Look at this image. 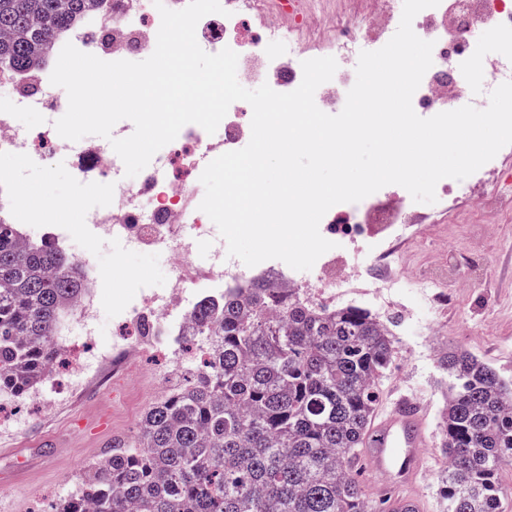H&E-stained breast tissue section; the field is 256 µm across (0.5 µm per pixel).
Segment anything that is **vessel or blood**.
<instances>
[{
  "instance_id": "obj_1",
  "label": "vessel or blood",
  "mask_w": 512,
  "mask_h": 512,
  "mask_svg": "<svg viewBox=\"0 0 512 512\" xmlns=\"http://www.w3.org/2000/svg\"><path fill=\"white\" fill-rule=\"evenodd\" d=\"M430 444L427 416L411 397L402 395L374 418L362 450L373 497L388 512H424L415 484Z\"/></svg>"
}]
</instances>
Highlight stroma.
Instances as JSON below:
<instances>
[{
	"instance_id": "1",
	"label": "stroma",
	"mask_w": 512,
	"mask_h": 512,
	"mask_svg": "<svg viewBox=\"0 0 512 512\" xmlns=\"http://www.w3.org/2000/svg\"><path fill=\"white\" fill-rule=\"evenodd\" d=\"M13 169L22 192L38 205H54L66 219L77 220L86 187L75 183L71 163L52 153L38 162L2 159ZM485 189L461 201L418 204L431 223L401 229L397 224H340L336 227V264L348 279L365 284L354 305L371 308L368 292L373 280L366 255L384 242L400 244L396 269L400 287L387 293L383 320L395 342V360L380 382V409L389 408L401 393L411 396L428 416L434 443L426 463L423 489L426 512H443L440 476L444 470L441 413L448 394V378L440 371L442 353L461 348L489 364L512 383V209H488ZM459 254L471 268L489 272L484 287L461 283L433 289L431 274ZM106 275L98 290L100 316L96 345L109 352L120 309L145 291L162 292L168 276L166 258L122 247L105 248ZM185 364L175 355L144 353L121 368H92L74 380L68 366L56 367L48 385L64 387L68 398L47 410L33 402L22 414L0 409V512H53L67 499L83 470L100 460L114 442L132 434L146 407L168 393ZM106 379L110 398L98 394L97 382ZM109 416L111 427L90 437L82 421Z\"/></svg>"
}]
</instances>
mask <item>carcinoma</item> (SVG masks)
Here are the masks:
<instances>
[{"label":"carcinoma","instance_id":"cac0c4a2","mask_svg":"<svg viewBox=\"0 0 512 512\" xmlns=\"http://www.w3.org/2000/svg\"><path fill=\"white\" fill-rule=\"evenodd\" d=\"M97 0H0V64L23 72ZM80 292L73 262L24 247L0 222V394L29 393L51 371L60 313ZM190 378L152 403L134 435L92 464L55 512H384L351 463L391 367L392 335L368 309L311 303L260 280L201 302ZM443 420L446 512H504L512 389L465 352Z\"/></svg>","mask_w":512,"mask_h":512}]
</instances>
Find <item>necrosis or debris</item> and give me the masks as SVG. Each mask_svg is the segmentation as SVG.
I'll list each match as a JSON object with an SVG mask.
<instances>
[{
    "mask_svg": "<svg viewBox=\"0 0 512 512\" xmlns=\"http://www.w3.org/2000/svg\"><path fill=\"white\" fill-rule=\"evenodd\" d=\"M381 18L380 27L370 37L361 31L369 15L359 12L333 27L330 54L338 68L329 82L315 92V103L324 112L341 111L347 97V76L357 66L361 51L383 47L396 32L401 15L400 0H374ZM224 17H203L196 27V39L207 53L231 48L238 55V77L249 76L245 63H260L270 87L280 93L293 91L302 80L299 58L309 52L304 30L307 21L289 23L282 16L290 8L288 0H224ZM161 16L154 0H99L96 8L75 28L52 38L53 53L66 43L105 61L125 60L133 55H151L156 47ZM413 30L421 39L433 42L432 60L436 67L451 69L455 83L438 88L433 76H424L413 95L414 111L437 114L462 107L461 83L478 60L482 43L473 30L512 42V0H440L438 6L419 12ZM52 64L36 68V85L22 89V75L0 70V158L34 160L44 146L70 149L75 180L93 188L111 181L112 194L104 206H92L82 213V229L69 224L39 223L41 209L21 206L18 179L0 168V216L14 224L20 242L27 246H49L65 252L75 262L86 287L68 313L76 322L94 319L97 301L94 288L103 281V269L97 251L84 248L78 241L80 230H88L99 241L122 240L136 246L163 252L170 261L166 296L145 293L122 307L120 317L128 327L127 335L116 337L112 356L127 359L129 354L153 346L179 352L197 304L219 300L226 287L248 284L253 276L270 280L277 288H291L302 294L317 292L335 297L346 287L345 276L320 272L315 284L298 273L263 264L251 271L229 258L223 242L213 241V222L200 211L203 199L200 176L206 165L219 155L236 150L251 130L252 108L244 101L231 104L214 134L196 124L184 126L177 138L161 148L136 180H129L120 157L110 140H85L68 144L59 136L53 116L62 108L66 91L52 85ZM23 110L47 113L38 138L20 133L16 114ZM378 195L357 203H339L331 207L319 224L323 234H335L340 219L352 224L369 223L379 217L384 224L409 223L413 209L410 197H401L385 214H377Z\"/></svg>",
    "mask_w": 512,
    "mask_h": 512,
    "instance_id": "1",
    "label": "necrosis or debris"
}]
</instances>
